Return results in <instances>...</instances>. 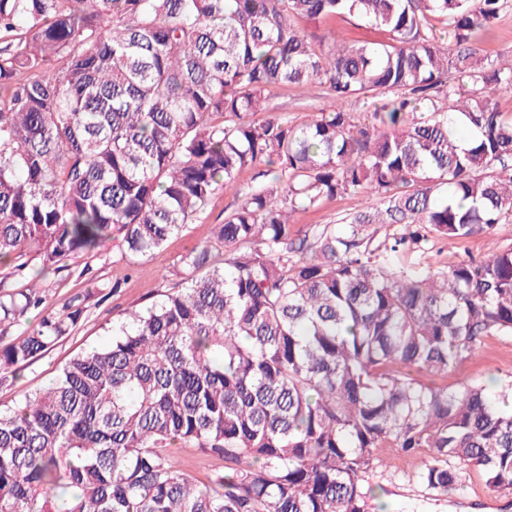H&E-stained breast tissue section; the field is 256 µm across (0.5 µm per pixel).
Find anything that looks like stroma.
<instances>
[{
  "mask_svg": "<svg viewBox=\"0 0 512 512\" xmlns=\"http://www.w3.org/2000/svg\"><path fill=\"white\" fill-rule=\"evenodd\" d=\"M328 102V90L320 84L276 86L268 95L266 112L281 113L291 125L299 126L310 122ZM255 176L252 169L240 173L236 192L221 191L214 195L206 208L182 233L172 237L156 257L132 258L111 242L97 253L66 260L59 273L45 284L47 304L49 308L59 309L73 296L82 295L86 298V317L74 334L52 351L20 368L6 381H0V407L12 406L26 391L51 382L58 368L76 354L109 341L113 318L128 307L144 304L149 289L173 287L170 274L173 264L194 247L212 241L215 226L223 223L225 215L241 204L255 186ZM377 204L374 195L352 193L323 200L317 208L296 212L292 221L301 227L338 224L344 217ZM511 245L512 222H509L486 234L436 241L424 259L429 263L480 259ZM116 282L121 285L117 291L112 288ZM511 380V337L486 339L474 359L448 376L449 384L479 382L492 392L499 391L502 384ZM419 467V458L388 454L384 475L379 480L385 489L383 500L387 512H512V493H490L478 472H469L451 495L437 497L419 484Z\"/></svg>",
  "mask_w": 512,
  "mask_h": 512,
  "instance_id": "1",
  "label": "stroma"
}]
</instances>
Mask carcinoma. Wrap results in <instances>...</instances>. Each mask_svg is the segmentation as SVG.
<instances>
[{
    "label": "carcinoma",
    "mask_w": 512,
    "mask_h": 512,
    "mask_svg": "<svg viewBox=\"0 0 512 512\" xmlns=\"http://www.w3.org/2000/svg\"><path fill=\"white\" fill-rule=\"evenodd\" d=\"M508 2L0 0V263L30 278L0 284L21 327L1 381L85 317L80 295L46 308L60 262L110 241L155 256L240 172L262 178L173 289L0 409V512H369L389 452L438 496L471 470L512 492V383L448 388L512 337V248L404 260L512 218V61L478 47ZM343 15L387 41L325 51L292 24ZM315 82L334 102L310 122L253 119L271 87ZM389 93L369 125L347 109ZM364 190L379 207L292 224ZM186 447L224 470L198 480Z\"/></svg>",
    "instance_id": "carcinoma-1"
}]
</instances>
